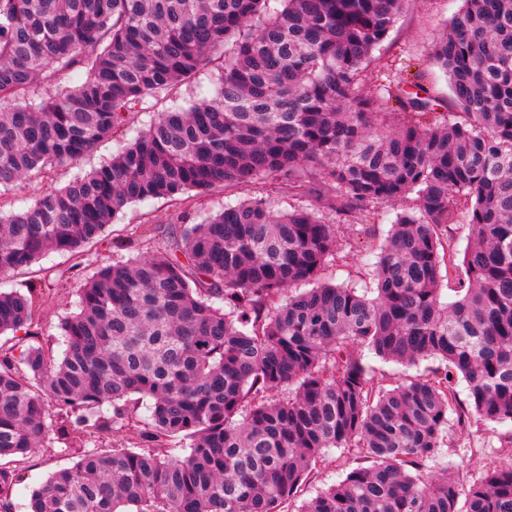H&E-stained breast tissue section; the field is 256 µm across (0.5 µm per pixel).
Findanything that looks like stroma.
I'll return each instance as SVG.
<instances>
[{
    "label": "stroma",
    "instance_id": "35a3bbf8",
    "mask_svg": "<svg viewBox=\"0 0 512 512\" xmlns=\"http://www.w3.org/2000/svg\"><path fill=\"white\" fill-rule=\"evenodd\" d=\"M462 5L463 0H406L394 28L376 52V61L368 69V88L378 94L387 86L410 79L420 71L435 94L449 97L447 76L430 65L426 56L433 41ZM154 112L130 113L123 130L101 142L80 162L59 164L50 170L32 173L21 187L0 191V211L7 213L27 207L44 192L64 186L78 174L108 161L120 142L150 125ZM247 197L266 200L279 211L288 209L295 202L277 181L256 178L231 192L217 189L201 195L193 193L182 200L158 198L133 203L107 225L100 239L84 244L79 256L48 253L30 268L0 279V289L24 294L29 288H41L45 304L38 333L41 341H58L63 321L77 309L80 282L92 276L98 266L147 255L165 241L172 228L197 223L201 215ZM395 213L392 206L376 209L371 219L376 228L372 238L344 231L340 253L326 267L324 280L355 288L367 287L366 256L377 253ZM61 446V441H54L52 447L33 454L20 468L14 492L16 512H28L33 490L54 471L74 466L76 455L62 451ZM448 460L453 467V475L459 477L463 485H471L485 463L512 461V428L478 423L472 425L468 432L453 433L448 439ZM344 475V458L339 451H330L314 464L307 482L302 484L290 504V512H299L303 502L314 496L317 490L341 480Z\"/></svg>",
    "mask_w": 512,
    "mask_h": 512
}]
</instances>
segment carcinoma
I'll return each instance as SVG.
<instances>
[{"instance_id": "cac0c4a2", "label": "carcinoma", "mask_w": 512, "mask_h": 512, "mask_svg": "<svg viewBox=\"0 0 512 512\" xmlns=\"http://www.w3.org/2000/svg\"><path fill=\"white\" fill-rule=\"evenodd\" d=\"M279 2L0 0L4 190L80 161L225 51L212 97L0 215V276L79 252L134 202L262 177L317 203L246 199L184 224L85 279L62 351L0 344V512L54 424L79 460L31 512H285L334 448L354 467L300 512H512V463L466 490L444 452L474 419L512 425V0H464L429 51L452 99L419 76L388 93L395 108L365 84L404 0ZM407 199L371 264L375 296L320 282L342 226L368 238L366 214ZM40 307L34 288L0 292V334L37 338ZM374 358L441 365L376 388ZM123 428L133 446L103 447Z\"/></svg>"}]
</instances>
